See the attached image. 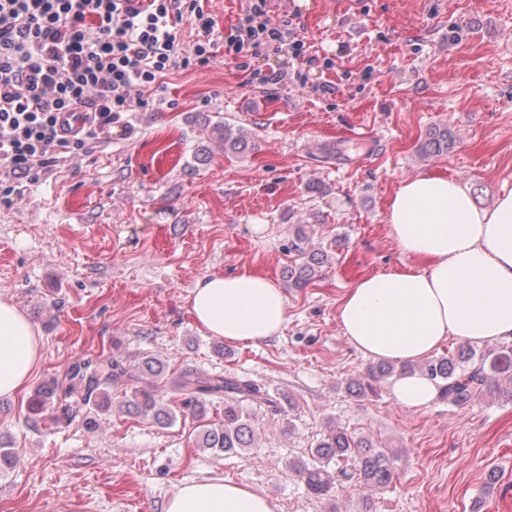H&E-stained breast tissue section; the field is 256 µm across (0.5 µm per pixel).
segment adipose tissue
I'll list each match as a JSON object with an SVG mask.
<instances>
[{"instance_id": "obj_1", "label": "adipose tissue", "mask_w": 512, "mask_h": 512, "mask_svg": "<svg viewBox=\"0 0 512 512\" xmlns=\"http://www.w3.org/2000/svg\"><path fill=\"white\" fill-rule=\"evenodd\" d=\"M385 220L404 265L362 276L338 303L337 320L357 351L414 363L451 338L512 341V190L480 209L454 178L421 173L398 185ZM190 311L207 334L256 344L282 331L288 300L264 274H216L193 288ZM43 351L38 328L0 296V398L26 387ZM389 389L397 403L415 408L438 395L417 373L394 379ZM164 512H275V505L246 485L211 478L177 486Z\"/></svg>"}]
</instances>
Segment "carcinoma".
Here are the masks:
<instances>
[{"label":"carcinoma","mask_w":512,"mask_h":512,"mask_svg":"<svg viewBox=\"0 0 512 512\" xmlns=\"http://www.w3.org/2000/svg\"><path fill=\"white\" fill-rule=\"evenodd\" d=\"M224 150L243 153L248 141L243 129H223ZM454 147V137L448 127H438L429 134L423 145L428 154L442 155ZM307 232L300 227L292 247L298 262L288 267L286 278L292 288L306 287L329 261L325 248L308 249ZM417 371L434 381L438 398L452 406H465L479 397L493 381L512 383V347L504 346L497 351L478 352L468 346L432 356L417 364L399 368L388 362H380L369 370L368 378L355 379L347 384L349 392L361 397L373 390L372 382L395 374ZM164 365L153 359L139 363L131 372L116 359L102 354L73 364L63 380H55L37 388L28 408L35 413L51 399L78 395L93 408L106 411L112 407V388L129 387L119 408L127 412L149 416L160 425L174 420L173 411L159 398L158 381L164 377ZM174 386L186 396L184 405L197 413L205 411L207 399L224 397V421L203 432L200 447L216 452L237 454L254 444V432L249 423V411L265 407L282 412L280 402L262 390L250 379L238 376L201 378L183 374ZM291 467L303 480L309 493L316 497L340 498L341 491L352 481L367 487L384 488L393 479L395 458L382 448H375L366 440L345 429L328 427L323 437L310 449V457L298 460Z\"/></svg>","instance_id":"1"}]
</instances>
